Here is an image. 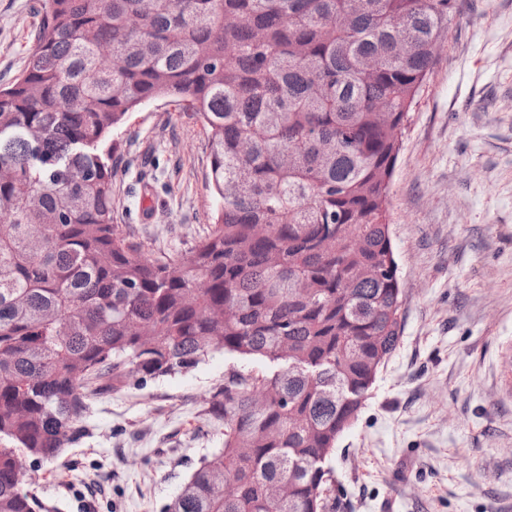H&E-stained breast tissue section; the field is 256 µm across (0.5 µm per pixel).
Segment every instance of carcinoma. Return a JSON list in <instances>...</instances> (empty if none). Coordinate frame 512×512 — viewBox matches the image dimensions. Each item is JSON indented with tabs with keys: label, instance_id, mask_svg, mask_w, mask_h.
<instances>
[{
	"label": "carcinoma",
	"instance_id": "obj_1",
	"mask_svg": "<svg viewBox=\"0 0 512 512\" xmlns=\"http://www.w3.org/2000/svg\"><path fill=\"white\" fill-rule=\"evenodd\" d=\"M450 11L41 0L28 65L0 84V512H50L25 461L82 438L99 394L215 352L274 370L224 377L207 408L224 446L166 512L336 509L326 461L400 344L390 187ZM168 99L207 129L222 206L155 258L112 223V132Z\"/></svg>",
	"mask_w": 512,
	"mask_h": 512
}]
</instances>
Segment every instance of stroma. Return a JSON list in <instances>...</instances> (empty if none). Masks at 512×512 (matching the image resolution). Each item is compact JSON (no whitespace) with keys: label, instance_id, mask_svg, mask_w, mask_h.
I'll return each mask as SVG.
<instances>
[{"label":"stroma","instance_id":"35a3bbf8","mask_svg":"<svg viewBox=\"0 0 512 512\" xmlns=\"http://www.w3.org/2000/svg\"><path fill=\"white\" fill-rule=\"evenodd\" d=\"M402 135L389 222L400 345L328 461L336 512H512V0H454ZM38 0H0V83L34 49ZM112 217L143 252L186 251L212 224L208 134L163 101L114 131ZM94 399L89 434L26 484L55 512H163L224 442L205 410L232 365Z\"/></svg>","mask_w":512,"mask_h":512}]
</instances>
